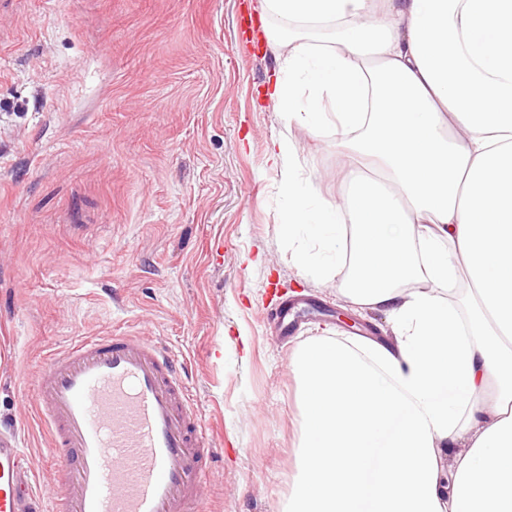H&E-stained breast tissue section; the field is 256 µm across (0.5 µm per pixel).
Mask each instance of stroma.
Instances as JSON below:
<instances>
[{
    "mask_svg": "<svg viewBox=\"0 0 512 512\" xmlns=\"http://www.w3.org/2000/svg\"><path fill=\"white\" fill-rule=\"evenodd\" d=\"M281 27L263 0H0V432L17 433L45 497L59 477L36 376L81 337L137 333L183 364L224 448L200 512H286L297 349L395 342L387 313L344 296L345 268L312 275L281 235L273 138L296 144L312 193L346 189L335 135L264 97ZM284 300L300 308L287 338L269 314Z\"/></svg>",
    "mask_w": 512,
    "mask_h": 512,
    "instance_id": "1",
    "label": "stroma"
}]
</instances>
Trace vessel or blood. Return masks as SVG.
<instances>
[{"instance_id": "b4317fda", "label": "vessel or blood", "mask_w": 512, "mask_h": 512, "mask_svg": "<svg viewBox=\"0 0 512 512\" xmlns=\"http://www.w3.org/2000/svg\"><path fill=\"white\" fill-rule=\"evenodd\" d=\"M36 401L62 481L43 506L17 439L0 437V512H199L217 450L168 349L87 338L49 355Z\"/></svg>"}]
</instances>
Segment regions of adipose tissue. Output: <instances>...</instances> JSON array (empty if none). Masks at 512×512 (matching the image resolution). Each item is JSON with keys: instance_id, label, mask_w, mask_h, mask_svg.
Returning <instances> with one entry per match:
<instances>
[{"instance_id": "adipose-tissue-1", "label": "adipose tissue", "mask_w": 512, "mask_h": 512, "mask_svg": "<svg viewBox=\"0 0 512 512\" xmlns=\"http://www.w3.org/2000/svg\"><path fill=\"white\" fill-rule=\"evenodd\" d=\"M264 6L288 25L278 111L356 152L340 202L312 200L293 141H272L282 232L314 237L295 258L320 276L349 259L346 296L399 333L393 350L325 337L292 356L288 512H512V0ZM462 277L465 319L443 296Z\"/></svg>"}]
</instances>
